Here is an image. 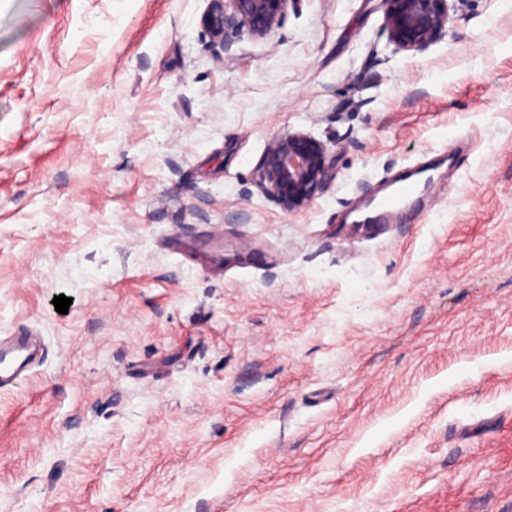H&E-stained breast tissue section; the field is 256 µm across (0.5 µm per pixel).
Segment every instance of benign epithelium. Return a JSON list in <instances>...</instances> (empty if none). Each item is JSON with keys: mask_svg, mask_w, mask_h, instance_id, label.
Here are the masks:
<instances>
[{"mask_svg": "<svg viewBox=\"0 0 512 512\" xmlns=\"http://www.w3.org/2000/svg\"><path fill=\"white\" fill-rule=\"evenodd\" d=\"M299 0H211L202 26L229 51L242 32L265 38ZM387 45L394 55L421 52L448 32L452 0H381ZM335 155L308 132L273 136L257 167V185L287 213L307 209L333 178Z\"/></svg>", "mask_w": 512, "mask_h": 512, "instance_id": "1", "label": "benign epithelium"}]
</instances>
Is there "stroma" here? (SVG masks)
Masks as SVG:
<instances>
[{
    "mask_svg": "<svg viewBox=\"0 0 512 512\" xmlns=\"http://www.w3.org/2000/svg\"><path fill=\"white\" fill-rule=\"evenodd\" d=\"M210 5L0 0V340L44 350L0 512H512V6L395 55L380 0L227 52ZM295 129L336 177L289 214ZM406 168L413 222L353 234ZM335 157L308 132L274 135L257 167V185L283 211H303L331 184Z\"/></svg>",
    "mask_w": 512,
    "mask_h": 512,
    "instance_id": "stroma-1",
    "label": "stroma"
}]
</instances>
